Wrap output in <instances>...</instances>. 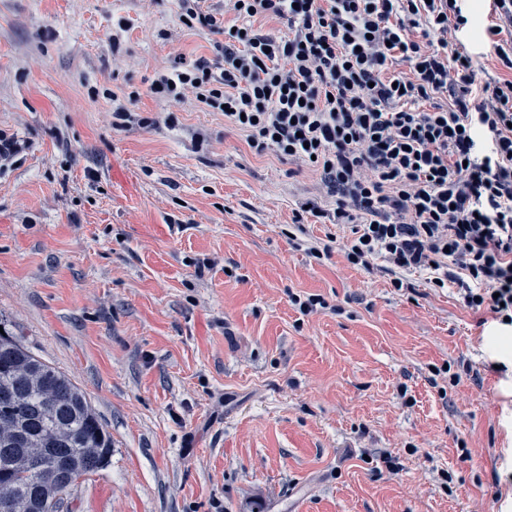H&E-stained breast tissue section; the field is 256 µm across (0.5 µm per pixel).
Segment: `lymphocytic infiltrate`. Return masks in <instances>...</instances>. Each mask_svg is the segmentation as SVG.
<instances>
[{
  "label": "lymphocytic infiltrate",
  "mask_w": 512,
  "mask_h": 512,
  "mask_svg": "<svg viewBox=\"0 0 512 512\" xmlns=\"http://www.w3.org/2000/svg\"><path fill=\"white\" fill-rule=\"evenodd\" d=\"M466 2L224 0L212 13L179 0L186 24L224 40L215 62L151 91H192L256 154L316 172L331 205L308 201L295 219L348 230V263L381 260L397 289L414 273L455 284L468 307L512 319V79L472 102Z\"/></svg>",
  "instance_id": "1"
}]
</instances>
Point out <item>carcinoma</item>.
<instances>
[{
	"label": "carcinoma",
	"mask_w": 512,
	"mask_h": 512,
	"mask_svg": "<svg viewBox=\"0 0 512 512\" xmlns=\"http://www.w3.org/2000/svg\"><path fill=\"white\" fill-rule=\"evenodd\" d=\"M43 462L33 476L29 449ZM112 439L83 392L8 329L0 333V486L14 512H60L74 479L106 461Z\"/></svg>",
	"instance_id": "carcinoma-1"
}]
</instances>
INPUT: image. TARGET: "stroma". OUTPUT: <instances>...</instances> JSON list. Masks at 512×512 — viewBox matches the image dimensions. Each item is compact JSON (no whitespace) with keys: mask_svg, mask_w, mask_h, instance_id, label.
<instances>
[{"mask_svg":"<svg viewBox=\"0 0 512 512\" xmlns=\"http://www.w3.org/2000/svg\"><path fill=\"white\" fill-rule=\"evenodd\" d=\"M179 15L0 0V321L112 437L63 512H512V328L308 254L343 234L293 222L316 175L151 93L224 39Z\"/></svg>","mask_w":512,"mask_h":512,"instance_id":"35a3bbf8","label":"stroma"}]
</instances>
